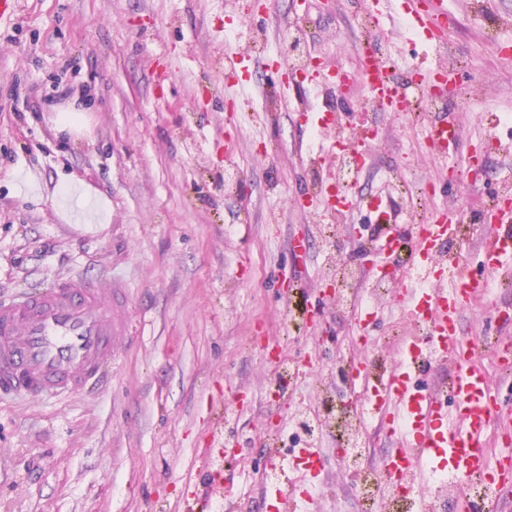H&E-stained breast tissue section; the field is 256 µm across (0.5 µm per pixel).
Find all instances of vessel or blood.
I'll return each mask as SVG.
<instances>
[{"label":"vessel or blood","instance_id":"b4317fda","mask_svg":"<svg viewBox=\"0 0 512 512\" xmlns=\"http://www.w3.org/2000/svg\"><path fill=\"white\" fill-rule=\"evenodd\" d=\"M405 2L402 18L417 36L444 45L439 22L423 7L424 0H364L365 14L378 18L382 11ZM356 72L335 64L313 71L322 84L343 90L362 87L370 108L399 112L401 87L395 81L393 61L377 60L375 44L359 52ZM247 59H233L224 67V85L244 89L249 84ZM306 123L322 135L325 151L335 154L347 143L336 137V116L305 107ZM426 139L434 158L444 161L457 153L458 126L447 115L433 114ZM294 207L320 212L325 220L352 211L357 202L338 185L324 182ZM378 225V248L404 251L405 263L417 274L404 288L401 300L422 335L398 340V355L390 368L364 355L355 359L349 381L363 397L362 404L398 446L381 460L384 479L426 505L435 485L423 482L424 472L445 471L460 478L479 477L499 490L512 488V454L490 456L488 436L512 439V405L492 388L480 366L473 344L460 334L461 313L483 299L486 311L501 307L493 282L512 278V197L502 196L479 213L477 224H459L452 209L432 211L418 224L408 223L402 211L389 207ZM479 238L484 275L473 278L465 260L447 250L453 238ZM131 299L123 283L112 275L69 273L49 287L33 286L0 296V396L16 400L57 398L100 385L116 359L117 343L126 336ZM498 364L512 370V320L503 319L496 338ZM448 366L446 381L435 384L433 372ZM268 461L290 475L270 490L269 512H306L317 498L314 476L321 455L313 448L288 453L270 448Z\"/></svg>","mask_w":512,"mask_h":512}]
</instances>
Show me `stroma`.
Wrapping results in <instances>:
<instances>
[{
  "label": "stroma",
  "mask_w": 512,
  "mask_h": 512,
  "mask_svg": "<svg viewBox=\"0 0 512 512\" xmlns=\"http://www.w3.org/2000/svg\"><path fill=\"white\" fill-rule=\"evenodd\" d=\"M448 16L442 48L410 40L388 13L377 26L379 58L412 81L421 59L449 67L445 112L457 114L465 147L493 139L475 182L460 158L440 164L425 141L426 120L361 111L362 93L293 86L282 101L265 90L292 65L283 18L305 16L299 47L345 71L359 65L362 0H21L0 24V294L47 285L80 270L123 280L132 321L106 384L65 399H0V512H166L195 497L203 512H264L263 453L271 435L289 449L297 404L272 401L271 369L253 343L280 344L288 358L319 366L299 393L323 389L354 409L357 395L336 375L361 350L393 355L392 326L410 327L393 279L377 305L368 343L348 308L326 296L322 275L341 262L363 266L359 226L374 223V197L403 201L388 182L405 174L428 186L450 176L452 193L419 201L420 221L458 207L465 222L512 180V0H493L500 43L488 42L473 0H432ZM251 59L250 86L233 100L219 88L224 64ZM55 105H48V98ZM344 114L345 125H376L382 138L352 192L360 207L332 229L334 245L310 237L311 216L291 200L311 189L300 152L318 154L297 109ZM471 111H464L465 102ZM242 116L244 132L229 124ZM237 140L225 157L226 138ZM309 237L308 275L295 294L319 312L320 329L289 326L281 295L294 264L290 241ZM243 409L224 415L241 446L239 464L218 458L205 431L227 384ZM323 457L317 512H361L359 490L336 455V435L313 442ZM192 472L194 481L182 476Z\"/></svg>",
  "instance_id": "35a3bbf8"
}]
</instances>
